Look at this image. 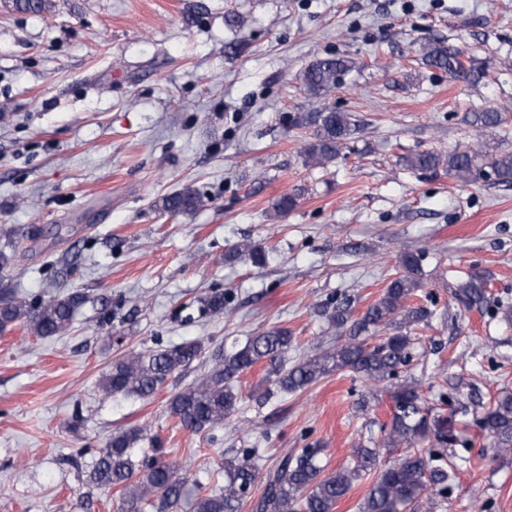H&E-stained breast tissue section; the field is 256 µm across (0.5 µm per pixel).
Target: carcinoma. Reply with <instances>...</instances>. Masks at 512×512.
<instances>
[{
	"label": "carcinoma",
	"instance_id": "carcinoma-1",
	"mask_svg": "<svg viewBox=\"0 0 512 512\" xmlns=\"http://www.w3.org/2000/svg\"><path fill=\"white\" fill-rule=\"evenodd\" d=\"M422 61L427 67L447 72L454 80H476L481 74L473 57H464L462 50L443 40L425 46ZM354 65L350 57L343 55L317 58L300 75L304 90L315 99L316 107L297 114L293 123L313 129V137L304 147L305 161L312 166L334 164L354 134L355 124L349 113L337 110L328 101ZM503 121V113L497 109L473 116V125L482 131L496 129ZM405 165L422 175H435L442 169L465 184L491 179L512 186V150L506 148L491 152L468 147L448 154L423 151L406 157ZM205 203L204 196L186 188L160 198L156 207L170 215H180ZM0 237L4 239L0 250V332L21 326L39 337L68 333L84 296L79 292L49 300L18 296L10 276L13 230L1 227ZM224 260L262 267L267 253L250 243L232 248ZM422 260L419 253L404 254L400 274L359 316L354 315L350 298L332 300L322 315L336 330V343L328 349L319 348L292 365L288 364L287 355L293 337L276 327L250 337L240 348L213 352L203 377L169 398V412L183 428L195 433L224 425L242 401L237 388L240 376L258 364L265 365L269 398L278 393L304 391L335 370L359 376L372 392L398 378L414 359L413 330L428 325L433 317L425 307L408 305L409 298L424 284ZM456 297L467 308L482 307L487 302L483 278L469 275L458 286ZM226 303L222 291H214L202 300L203 309L213 314L224 313ZM207 348L208 343L194 339L166 349L132 352L112 365L100 380V389L107 395L149 397L163 388L175 372L204 358ZM389 395L392 416L382 426L381 438L371 447L358 443L349 463L324 473L325 449L316 443L285 454L262 474L257 449L245 448L242 455L224 459V488L218 493L197 495L192 504L194 512H242L248 500L252 501V512H335L337 502L348 495L355 482L368 477L371 482L360 512H410L428 495L448 494L454 467L450 458L464 459L454 447H467L459 434L452 400L442 394V406L428 407L421 385L414 379L391 385ZM474 422L490 439L493 453L511 451L512 393L502 392ZM144 439L140 428L114 432L99 451L93 482L102 491L119 489L120 512H141L145 505L153 512H172L187 494V480L165 461L159 447L136 458L135 448ZM422 442L430 447H420ZM380 448H402L404 453L392 464L381 467ZM258 488L261 493L254 500L252 493Z\"/></svg>",
	"mask_w": 512,
	"mask_h": 512
}]
</instances>
